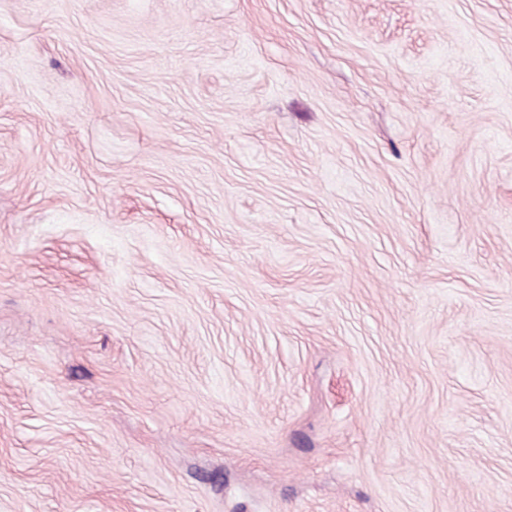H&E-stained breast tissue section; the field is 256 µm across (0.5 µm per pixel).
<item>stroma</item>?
<instances>
[{
	"label": "stroma",
	"instance_id": "1",
	"mask_svg": "<svg viewBox=\"0 0 512 512\" xmlns=\"http://www.w3.org/2000/svg\"><path fill=\"white\" fill-rule=\"evenodd\" d=\"M0 512H512V0H0Z\"/></svg>",
	"mask_w": 512,
	"mask_h": 512
}]
</instances>
